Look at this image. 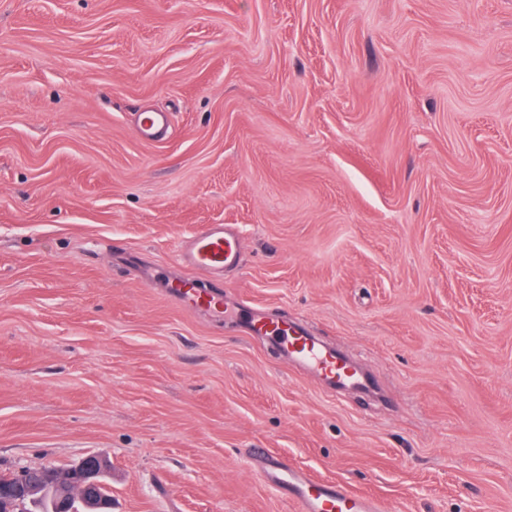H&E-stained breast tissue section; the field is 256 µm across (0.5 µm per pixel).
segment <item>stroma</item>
Masks as SVG:
<instances>
[{
    "label": "stroma",
    "mask_w": 512,
    "mask_h": 512,
    "mask_svg": "<svg viewBox=\"0 0 512 512\" xmlns=\"http://www.w3.org/2000/svg\"><path fill=\"white\" fill-rule=\"evenodd\" d=\"M210 224L225 298L391 407L170 295ZM252 448L386 512H512V0H0V472L295 512ZM171 126L170 113L142 112L138 115L140 137L147 140L162 139ZM241 251L238 231L228 224H211L189 238L177 257L192 269L221 276L240 265ZM246 327L253 336L276 345L289 361L298 363L334 388L339 385L351 386L362 380L352 363L322 344L300 322L252 315L246 321Z\"/></svg>",
    "instance_id": "1"
}]
</instances>
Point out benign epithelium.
I'll return each instance as SVG.
<instances>
[{
	"mask_svg": "<svg viewBox=\"0 0 512 512\" xmlns=\"http://www.w3.org/2000/svg\"><path fill=\"white\" fill-rule=\"evenodd\" d=\"M107 470V462L97 456L86 457L62 472L41 468L35 480L30 478L32 470L27 468L14 477L12 486L0 489V499L22 498L42 487H53L65 479L71 482L87 508L94 512H112V494L105 481Z\"/></svg>",
	"mask_w": 512,
	"mask_h": 512,
	"instance_id": "1",
	"label": "benign epithelium"
}]
</instances>
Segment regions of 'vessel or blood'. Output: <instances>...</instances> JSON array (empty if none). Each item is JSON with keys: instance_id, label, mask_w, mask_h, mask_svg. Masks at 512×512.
<instances>
[{"instance_id": "obj_1", "label": "vessel or blood", "mask_w": 512, "mask_h": 512, "mask_svg": "<svg viewBox=\"0 0 512 512\" xmlns=\"http://www.w3.org/2000/svg\"><path fill=\"white\" fill-rule=\"evenodd\" d=\"M170 126L171 117L166 112H143L138 116L139 134L147 140L163 138ZM241 251L238 231L227 224H212L189 238L178 258L190 268L220 276L225 269L239 266ZM170 291L188 307L210 316L221 317L226 312L225 303L210 291L198 288L193 280L174 282ZM246 326L252 335L276 345L289 361L330 386H350L361 380L352 363L322 344L300 322L254 315ZM249 454L252 467L294 504L296 512H384L382 501L375 496L356 494L343 483L316 478L266 449L253 448Z\"/></svg>"}]
</instances>
